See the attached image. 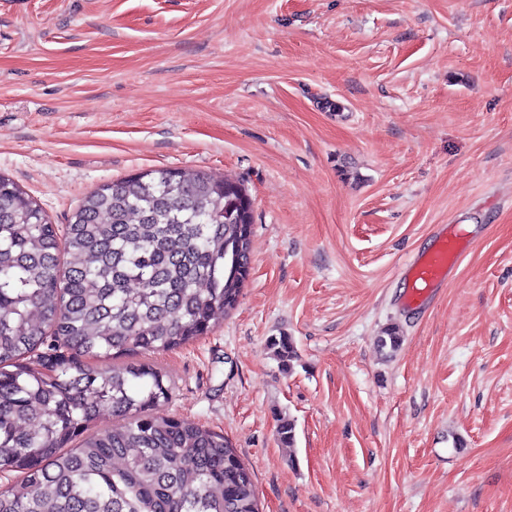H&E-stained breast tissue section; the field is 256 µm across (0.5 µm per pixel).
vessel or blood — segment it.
<instances>
[{
    "label": "vessel or blood",
    "instance_id": "1",
    "mask_svg": "<svg viewBox=\"0 0 512 512\" xmlns=\"http://www.w3.org/2000/svg\"><path fill=\"white\" fill-rule=\"evenodd\" d=\"M462 253L457 236L437 234L433 250L415 258L409 266L412 282L410 298L422 300L441 288L448 279V271L455 266Z\"/></svg>",
    "mask_w": 512,
    "mask_h": 512
}]
</instances>
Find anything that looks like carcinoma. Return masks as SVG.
<instances>
[{
	"label": "carcinoma",
	"mask_w": 512,
	"mask_h": 512,
	"mask_svg": "<svg viewBox=\"0 0 512 512\" xmlns=\"http://www.w3.org/2000/svg\"><path fill=\"white\" fill-rule=\"evenodd\" d=\"M248 199L238 179L146 169L59 225L0 174V472L16 473L0 512H260L224 434L152 413L172 394L160 369L105 367L177 349L237 307ZM269 346L293 368L292 337ZM105 412L112 427L87 434Z\"/></svg>",
	"instance_id": "1"
}]
</instances>
